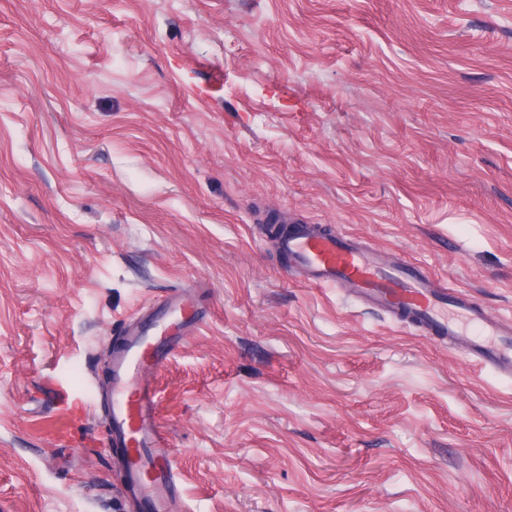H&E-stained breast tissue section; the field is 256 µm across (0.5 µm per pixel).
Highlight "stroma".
<instances>
[{
    "label": "stroma",
    "instance_id": "1",
    "mask_svg": "<svg viewBox=\"0 0 512 512\" xmlns=\"http://www.w3.org/2000/svg\"><path fill=\"white\" fill-rule=\"evenodd\" d=\"M277 216L512 324V0H0V512H128L103 387L172 289L170 512H512V379ZM297 281L348 288L373 309L393 313L398 322L463 345L472 362L512 378V329L457 290L439 288L413 264L393 265L380 251L364 248L356 237L326 232L319 224H300L280 239Z\"/></svg>",
    "mask_w": 512,
    "mask_h": 512
}]
</instances>
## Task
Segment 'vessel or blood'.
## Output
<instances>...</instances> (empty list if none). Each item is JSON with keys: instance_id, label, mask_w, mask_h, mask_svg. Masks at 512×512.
I'll return each instance as SVG.
<instances>
[{"instance_id": "vessel-or-blood-1", "label": "vessel or blood", "mask_w": 512, "mask_h": 512, "mask_svg": "<svg viewBox=\"0 0 512 512\" xmlns=\"http://www.w3.org/2000/svg\"><path fill=\"white\" fill-rule=\"evenodd\" d=\"M297 281L345 288L373 309L465 347L476 365L512 378V329L488 315L461 291L438 287L413 264L394 265L352 235L302 224L279 241ZM203 317L185 291L140 308L112 355L107 446L122 448L128 492L144 512H167L177 491L172 450L158 423L159 392L150 381Z\"/></svg>"}]
</instances>
